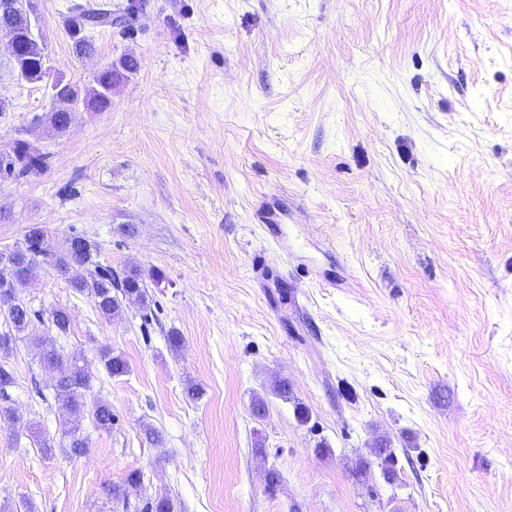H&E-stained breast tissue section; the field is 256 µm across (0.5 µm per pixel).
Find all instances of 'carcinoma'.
<instances>
[{
  "label": "carcinoma",
  "instance_id": "1",
  "mask_svg": "<svg viewBox=\"0 0 512 512\" xmlns=\"http://www.w3.org/2000/svg\"><path fill=\"white\" fill-rule=\"evenodd\" d=\"M136 5L131 3L126 11L112 10L110 3H75L70 6L66 20V31L71 40L73 53L82 58L96 53V46L86 34L89 28H105L130 25ZM37 15L36 0H0V38L7 37L15 47L10 64L18 79L25 83H40L46 76L44 44L35 32L32 17ZM117 76L116 66L105 64L93 79V85L81 90L69 81H59L51 87L53 102L49 123L52 130L65 134L71 123V114L80 106L97 111L106 110L111 104L112 86ZM51 156L33 143L15 138L0 150V172L8 170L13 179L21 180L31 174L46 171L50 167ZM22 262L16 274L26 280L36 270L45 267L66 276L72 270L81 269L83 274L70 279L71 287L88 295L94 302L99 315L112 320L123 312L126 303L138 306L145 328L157 319L159 303L150 291L159 287L165 280L162 271L144 270L135 263L122 268H114L98 260V244L85 235L73 232L58 238L50 231L34 227L26 234L22 249ZM7 308L8 318L4 330L0 332V420L16 424L23 415L9 404L10 390L16 386V376L9 362L18 339L29 325L37 320H47L49 330L57 336L67 335L71 320L68 310L57 306L49 314L34 309L19 300L15 295L14 281L0 270V307ZM33 342L41 347L42 362L56 372L53 392L54 402L61 418L68 424L64 431L66 450L80 456L89 451V442L79 424L78 416L89 410L94 427L103 432H112L115 415L112 407L104 402H88L87 393L92 388V380L80 365V359L63 352L56 336H37ZM99 357L107 373L120 377L129 372L127 360L111 348H100ZM387 478L394 476L395 454L387 444L380 443L375 449ZM144 484V473L139 469L130 471L124 484L112 486L107 495L112 500V508L128 512L129 495ZM175 506L167 495H160L146 501L140 512H174Z\"/></svg>",
  "mask_w": 512,
  "mask_h": 512
}]
</instances>
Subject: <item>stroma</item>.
<instances>
[{
    "instance_id": "1",
    "label": "stroma",
    "mask_w": 512,
    "mask_h": 512,
    "mask_svg": "<svg viewBox=\"0 0 512 512\" xmlns=\"http://www.w3.org/2000/svg\"><path fill=\"white\" fill-rule=\"evenodd\" d=\"M72 2L39 0L53 69L85 87L136 67L60 137L44 84L0 68V145L51 155L0 180V252L36 225L85 234L103 263L164 273L161 311L145 336L137 306L105 320L53 270L19 285L68 309L60 344L116 421L81 416L89 452L59 449L33 322L10 357L25 422L0 421V512H112L134 469L131 504L164 493L175 512H512V0H139L84 58ZM99 357L107 373L113 377H120L129 372L127 360L121 354H116L111 348H100ZM143 484L144 473L139 469H134L127 474L123 485L110 487L107 490V495L112 500V509H116L112 511L119 512V509L122 508V512H128L131 490L137 491L142 488Z\"/></svg>"
}]
</instances>
